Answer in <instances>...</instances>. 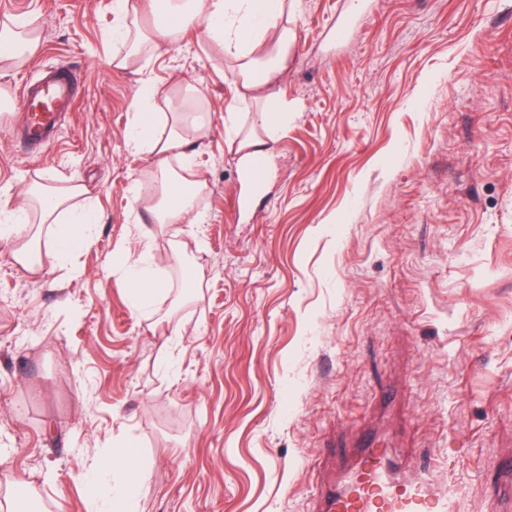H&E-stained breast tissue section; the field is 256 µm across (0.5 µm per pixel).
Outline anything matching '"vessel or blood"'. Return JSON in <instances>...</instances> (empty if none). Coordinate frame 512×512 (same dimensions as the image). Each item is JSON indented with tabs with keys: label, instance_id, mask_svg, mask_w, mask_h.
Wrapping results in <instances>:
<instances>
[{
	"label": "vessel or blood",
	"instance_id": "b4317fda",
	"mask_svg": "<svg viewBox=\"0 0 512 512\" xmlns=\"http://www.w3.org/2000/svg\"><path fill=\"white\" fill-rule=\"evenodd\" d=\"M75 77L53 68L25 85L19 106L25 114L24 141L42 146L57 134L60 123L76 109ZM386 449L365 437L354 448L337 486L321 493L317 512H457L454 497L436 488L430 470L402 478L393 471Z\"/></svg>",
	"mask_w": 512,
	"mask_h": 512
}]
</instances>
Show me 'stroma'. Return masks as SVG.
<instances>
[{"label":"stroma","instance_id":"obj_1","mask_svg":"<svg viewBox=\"0 0 512 512\" xmlns=\"http://www.w3.org/2000/svg\"><path fill=\"white\" fill-rule=\"evenodd\" d=\"M112 2L0 0V22L39 36L0 69V206L79 183L98 215L92 247L39 273L0 245V512L19 483L39 512H98L89 479L129 443L147 462L139 512H313L327 444L351 454L367 429L404 471L427 459L460 512H495L512 450V0H288L271 90L288 124L258 195L224 125L260 107L232 61L194 26L142 72L118 68ZM47 66L74 70L81 99L31 152L16 104ZM143 77L159 115L176 98L209 126L205 223L132 212V181L154 172L126 142ZM135 223L171 288L148 315L112 273Z\"/></svg>","mask_w":512,"mask_h":512}]
</instances>
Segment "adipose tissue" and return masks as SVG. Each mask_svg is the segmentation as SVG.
Masks as SVG:
<instances>
[{
    "label": "adipose tissue",
    "instance_id": "adipose-tissue-1",
    "mask_svg": "<svg viewBox=\"0 0 512 512\" xmlns=\"http://www.w3.org/2000/svg\"><path fill=\"white\" fill-rule=\"evenodd\" d=\"M119 23L115 34L128 44L129 49L121 61L122 67L137 66L144 54L159 50L160 38L180 33L199 24L206 38L221 47L226 58L236 62L233 76L237 84L247 91L262 93L283 73L288 59L291 33L282 27L286 0H114ZM163 10L167 18L159 33L143 30L139 15L143 8ZM267 46L265 57H257L254 50ZM156 91L151 81H143L136 96L135 113L127 132V144L136 152L153 156L160 180L144 182L134 180L131 185L133 210H146L163 224H201L202 212L194 205L195 196L203 189L202 182L194 179L168 177L171 155L186 156L188 171H195L200 162L190 153L189 145L207 135L205 123L195 125L192 134L185 135L177 127L159 134V122L152 110ZM83 185L76 184L66 190L44 187L26 188L16 206L20 217L0 224V241L11 247V256L18 267L36 273L41 271L42 254H52L65 260L75 250L91 246L94 241L95 212L73 206L74 197L84 194ZM37 202L41 225L34 226L23 220L29 202ZM125 252L126 265L120 272L127 286L128 298L136 311L150 312L155 299L168 290V284L150 268L149 249L143 248L140 238L129 241ZM111 480L110 493H102L92 486V496L104 497L106 512H137L138 502L145 489L144 464L137 451L125 448L112 453L100 464Z\"/></svg>",
    "mask_w": 512,
    "mask_h": 512
}]
</instances>
